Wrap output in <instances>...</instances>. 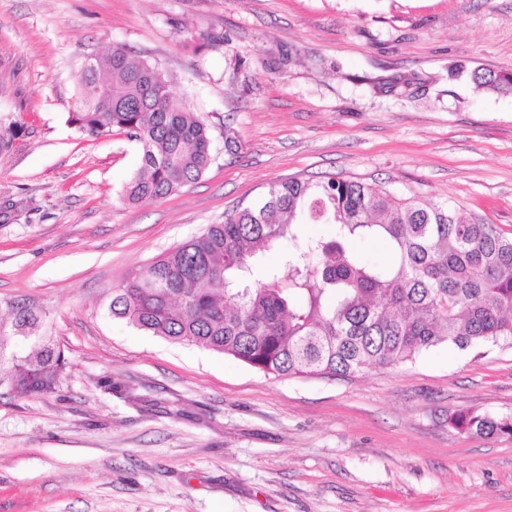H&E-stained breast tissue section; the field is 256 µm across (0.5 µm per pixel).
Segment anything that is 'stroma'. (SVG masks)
Returning a JSON list of instances; mask_svg holds the SVG:
<instances>
[{"instance_id":"obj_1","label":"stroma","mask_w":512,"mask_h":512,"mask_svg":"<svg viewBox=\"0 0 512 512\" xmlns=\"http://www.w3.org/2000/svg\"><path fill=\"white\" fill-rule=\"evenodd\" d=\"M215 45L201 48L203 36ZM124 46L206 117L195 183L122 200L141 153L68 122ZM512 0H0V301L46 314L55 393L0 399V512H512V345H438L351 379L274 378L108 312L113 287L267 186L325 172L512 233ZM237 142L224 151V133ZM111 389H104V381ZM472 81L478 89L512 92V73H483L474 71ZM449 423L455 429L488 438L501 434L512 435V419L497 418L483 412H459L449 418Z\"/></svg>"}]
</instances>
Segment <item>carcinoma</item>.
Wrapping results in <instances>:
<instances>
[{"label":"carcinoma","mask_w":512,"mask_h":512,"mask_svg":"<svg viewBox=\"0 0 512 512\" xmlns=\"http://www.w3.org/2000/svg\"><path fill=\"white\" fill-rule=\"evenodd\" d=\"M472 81L512 92L511 72L475 71ZM69 123L97 137L118 131L140 149L142 165L122 194L130 204L196 182L213 161L206 119L173 102L165 74L123 47L82 67ZM21 130L0 121L1 155ZM307 221L333 225L332 238L305 237ZM355 237L386 241L394 263L355 255L347 247ZM272 250L279 265H263ZM1 308L0 395L55 392L67 361L42 311L24 298ZM109 311L267 375L351 377L445 342L460 350L512 342V236L357 180L290 178L133 273L113 289ZM449 423L488 438L512 435V419L483 412H459Z\"/></svg>","instance_id":"1"}]
</instances>
